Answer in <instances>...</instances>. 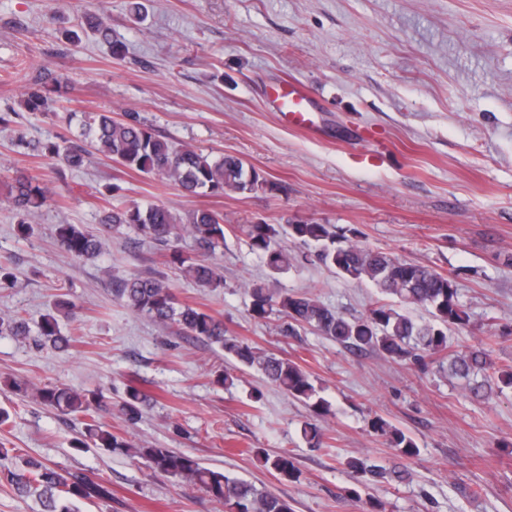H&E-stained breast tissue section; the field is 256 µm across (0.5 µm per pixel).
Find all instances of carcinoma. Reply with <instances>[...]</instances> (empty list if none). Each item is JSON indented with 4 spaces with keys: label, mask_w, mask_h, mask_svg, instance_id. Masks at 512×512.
Returning <instances> with one entry per match:
<instances>
[{
    "label": "carcinoma",
    "mask_w": 512,
    "mask_h": 512,
    "mask_svg": "<svg viewBox=\"0 0 512 512\" xmlns=\"http://www.w3.org/2000/svg\"><path fill=\"white\" fill-rule=\"evenodd\" d=\"M87 32L108 45L111 57L124 56L125 43L113 35L110 25L95 15L86 16L77 30L63 29L62 35L76 46ZM62 82L59 76L35 78L24 93L26 110L46 111L51 95L59 91ZM81 125L87 140L84 147L74 146L63 137L32 143L21 130L17 131L15 142L68 168L83 166L96 151L128 170L160 175L189 195L219 196L274 189L260 171L246 166L236 156L210 157L190 146L177 147L161 139L136 112H126L121 118L112 116L110 111L83 112ZM5 186L7 195L0 201L16 211L18 235L25 237L52 200V190L38 178L24 174L10 178ZM123 228L168 251L169 263L178 266L197 286L211 290L224 287L223 275L207 262V256L224 244V215L209 208L181 214L166 205L143 206L132 202L104 210L95 232L82 224H58L55 237L60 248L73 258L94 260L102 253V236ZM243 231L251 249L274 273L286 271L299 261H313L344 278L367 280L382 295L401 304L424 306L431 315V320L422 323L397 311L393 305L382 303L363 317L348 318L308 293L276 295L262 284L252 285L249 288L251 315L260 320L272 316L284 319L288 335L294 334L297 326L309 327L346 348L376 351L393 361L422 360L447 349L448 328H464L469 323V315L450 277L428 265L403 261L363 246L356 228L305 221L286 226L256 222L243 225ZM282 235L306 246L308 252L291 254L278 246L277 240ZM184 236L192 239L196 256L186 255L180 249L179 242ZM112 292L133 313L162 328L176 326L189 336L220 347L241 366L258 369L266 381L303 402L314 417L322 419L332 414L331 403L300 365L273 353H262L227 335L222 320L199 307L178 302L164 281L133 274L120 281ZM72 310L71 301L58 296L38 325L41 341L60 351L69 350L71 339L61 333L60 319L71 316ZM3 333L24 335L25 325L15 316H0V334ZM448 377L465 381V389L475 399L512 389V367H495L487 343L455 354L448 365ZM13 387L21 396L30 395L64 416L85 418L82 438L75 444L77 448L92 445L125 453L154 473L202 488L224 507V512H292L288 501L268 489L204 467L197 459L168 448H136L122 435L112 432L100 421V413L115 410L129 425L142 417L147 395L134 386L127 387L115 403L100 388L75 391L58 385L31 387L25 381L16 380ZM368 426L372 432L386 437L389 447L399 457L413 459L419 455L416 441L383 417H372ZM263 463L283 480L297 478V467L285 452L272 456L265 453ZM346 466L358 476L367 473L374 478L389 476L397 482L410 478L406 469L388 472L369 468L357 458L347 460ZM8 482L19 495L36 496L42 512H78L80 503L112 500L108 486L81 472L49 466L31 456L20 460L17 469L8 475Z\"/></svg>",
    "instance_id": "carcinoma-1"
}]
</instances>
